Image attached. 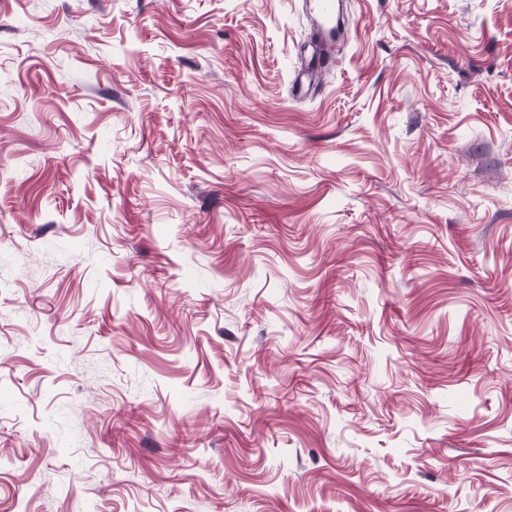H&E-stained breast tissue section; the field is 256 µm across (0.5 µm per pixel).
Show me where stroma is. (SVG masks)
Here are the masks:
<instances>
[{
    "mask_svg": "<svg viewBox=\"0 0 512 512\" xmlns=\"http://www.w3.org/2000/svg\"><path fill=\"white\" fill-rule=\"evenodd\" d=\"M0 0V512H512V0ZM308 16L315 33L313 53L303 65L298 78L299 92L310 90L334 58L336 7L332 0H315Z\"/></svg>",
    "mask_w": 512,
    "mask_h": 512,
    "instance_id": "35a3bbf8",
    "label": "stroma"
}]
</instances>
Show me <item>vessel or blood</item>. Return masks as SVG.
I'll list each match as a JSON object with an SVG mask.
<instances>
[{
	"mask_svg": "<svg viewBox=\"0 0 512 512\" xmlns=\"http://www.w3.org/2000/svg\"><path fill=\"white\" fill-rule=\"evenodd\" d=\"M308 15L315 33L313 53L304 63L298 78L299 91L310 90L334 58L336 7L334 0H315Z\"/></svg>",
	"mask_w": 512,
	"mask_h": 512,
	"instance_id": "obj_1",
	"label": "vessel or blood"
}]
</instances>
